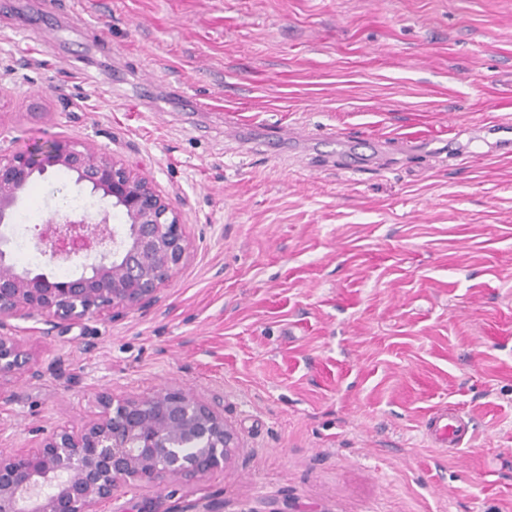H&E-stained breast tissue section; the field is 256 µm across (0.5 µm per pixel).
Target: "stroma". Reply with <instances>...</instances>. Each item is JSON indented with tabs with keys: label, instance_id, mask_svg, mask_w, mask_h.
<instances>
[{
	"label": "stroma",
	"instance_id": "35a3bbf8",
	"mask_svg": "<svg viewBox=\"0 0 512 512\" xmlns=\"http://www.w3.org/2000/svg\"><path fill=\"white\" fill-rule=\"evenodd\" d=\"M76 16H68L67 7ZM512 0H0V147L68 140L178 207L187 262L161 301L44 336L54 372L0 390V448L78 421L109 388L219 398L225 472L100 512H512ZM384 148L339 170L298 127ZM280 131L282 151L263 132ZM477 152L467 165L432 150ZM53 171L10 241L69 200ZM454 406L455 452L425 423Z\"/></svg>",
	"mask_w": 512,
	"mask_h": 512
}]
</instances>
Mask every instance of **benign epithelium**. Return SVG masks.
Listing matches in <instances>:
<instances>
[{
	"instance_id": "obj_1",
	"label": "benign epithelium",
	"mask_w": 512,
	"mask_h": 512,
	"mask_svg": "<svg viewBox=\"0 0 512 512\" xmlns=\"http://www.w3.org/2000/svg\"><path fill=\"white\" fill-rule=\"evenodd\" d=\"M63 170L110 202L123 219L110 225L103 210L86 217H55L38 234L53 262L79 273L54 280L19 269L0 237V328L24 312L46 333L85 319H112L147 308L186 262L189 238L181 211L152 181L111 155L54 141L34 150L0 151V224L13 217L20 196L37 179ZM40 366L22 340L0 332V388ZM239 452L235 431L216 399L180 385L143 395L96 396V410L78 424L38 434L23 451L0 449V512H99L122 490L193 484L224 471Z\"/></svg>"
}]
</instances>
